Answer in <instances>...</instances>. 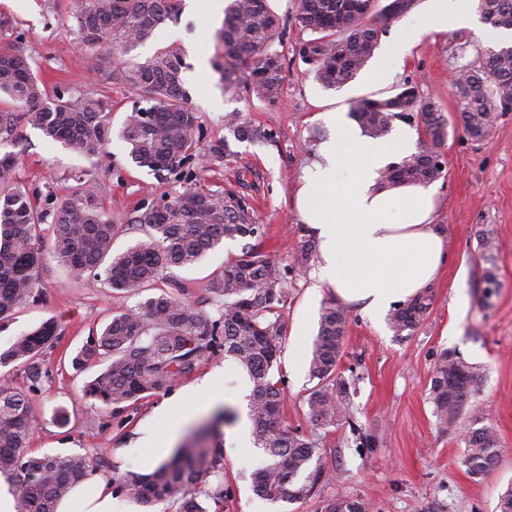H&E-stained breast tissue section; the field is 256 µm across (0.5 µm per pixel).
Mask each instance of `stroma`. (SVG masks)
Returning a JSON list of instances; mask_svg holds the SVG:
<instances>
[{
  "label": "stroma",
  "instance_id": "stroma-1",
  "mask_svg": "<svg viewBox=\"0 0 512 512\" xmlns=\"http://www.w3.org/2000/svg\"><path fill=\"white\" fill-rule=\"evenodd\" d=\"M431 8V0H420L411 13L392 22L368 65L342 88L324 89L305 73L303 64L290 61L282 101L276 105L223 93L212 67L222 20L207 18V0H197V19L178 15L132 53L135 61L142 62L164 47L183 50L194 45L207 67L200 73L188 70L185 82L189 101L208 135L223 136L224 115L232 111L275 134L274 142L268 144L232 143L234 157L200 172L199 179L215 189L236 183L240 170L251 171L250 192L259 201L264 226L260 246L273 263L289 270L281 308L287 332L273 368L286 394L283 423L314 435L334 467V477L306 501H266L251 487L252 472L265 462L262 451L228 438L224 477L232 498L224 512H320L322 500L334 495L362 500L371 512H495L499 495L512 484V112L497 114L486 139H474L465 132L453 81L460 65L475 60L478 39L469 30H429ZM0 18L8 21L0 30V44L22 39L32 68L46 88L102 90L73 31L57 24L50 0H0ZM403 26H419L425 33L403 63L393 67L392 78L374 84V71L388 64L385 46ZM407 80L419 83L448 120L442 149L445 169L435 182L436 222L447 240L448 258L432 285L431 313L413 335L395 336L388 323H373L350 310L337 366L347 383L349 412L324 426L314 421L308 406L313 386L309 365L321 307L333 294L315 287V263L302 267L293 263L302 222L292 200L300 170L311 156L304 142L313 131L324 130L321 113L351 111L358 100L388 95ZM201 86L223 98V111H214L208 99L198 95ZM16 137L19 185L42 195L62 196L70 192L74 176L97 181L103 187L101 204L123 225L114 241L115 251L140 238L138 226L130 219L167 184L136 167L123 141L112 138L104 155L85 159L26 124L18 126ZM487 236L494 241L490 251L482 246ZM241 247V241L225 240L195 267L174 271V279L183 283L197 309L215 314L217 296L210 290L211 280L225 259L239 254ZM490 273L495 276L491 284L486 281ZM159 289L155 283L123 293L109 288L100 277L72 281L49 259L39 271L31 299L0 320V351L44 320L56 323V333L43 350L49 376L34 392L38 415L30 446L35 453L85 456L91 464L90 480L104 481L117 472H150L176 446L169 433L184 437L216 411L226 414V427L239 422L247 408V376L235 361L221 355L205 360L194 374L172 387L171 393L181 401L167 412L161 409L166 400L162 394L116 414L84 399V382L104 365L91 363L80 370L73 366V357L112 315ZM446 351L480 365L484 372L471 404L495 427L502 451L495 467L481 478L471 477L460 462L465 420L445 429L437 423L431 383ZM216 370L224 374L223 399L213 408L211 392L199 389L198 383ZM62 408L70 415L64 426L57 420ZM147 434L155 440L153 447L139 443Z\"/></svg>",
  "mask_w": 512,
  "mask_h": 512
}]
</instances>
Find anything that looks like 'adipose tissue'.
<instances>
[{
	"label": "adipose tissue",
	"mask_w": 512,
	"mask_h": 512,
	"mask_svg": "<svg viewBox=\"0 0 512 512\" xmlns=\"http://www.w3.org/2000/svg\"><path fill=\"white\" fill-rule=\"evenodd\" d=\"M431 27L470 29L485 41L503 36L479 25L469 0H433ZM323 120L329 135L301 171L296 212L317 243L316 281L378 320L427 288L446 261L447 242L433 222L436 191L376 188L387 166L416 152L414 130L399 124L390 140L378 141L343 113H324Z\"/></svg>",
	"instance_id": "1"
}]
</instances>
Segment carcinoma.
Returning a JSON list of instances; mask_svg holds the SVG:
<instances>
[{
  "instance_id": "obj_1",
  "label": "carcinoma",
  "mask_w": 512,
  "mask_h": 512,
  "mask_svg": "<svg viewBox=\"0 0 512 512\" xmlns=\"http://www.w3.org/2000/svg\"><path fill=\"white\" fill-rule=\"evenodd\" d=\"M180 0H59L54 18L72 29L79 47L95 62L96 79L136 92L119 132L128 156L139 168L179 189L163 194L135 211L130 222L143 237L121 253L113 242L122 225L98 204L101 185L76 177L75 190L63 197H40L16 179L18 153L0 154V320L27 302L43 264L36 244L52 229L51 256L69 277L81 279L104 272L115 290L129 291L160 280L165 272L199 263L226 239L245 241L241 254L228 258L211 289L219 297L218 316L195 310L183 298L181 282L171 279L161 290L134 307L112 316L100 336L75 356L77 365L105 361L107 366L83 388L86 400L114 412L169 390L193 374L206 359L222 354L246 372L251 390L249 416L254 441L266 463L251 474L254 490L270 502H300L332 478V469L318 440L282 425L284 389L272 375L286 335L280 305L285 275L258 246L262 235L245 179L237 186L204 189L198 179L199 156L205 167L233 154L230 140L271 142L272 131L242 121L239 113L224 115L227 134L203 143L200 117L188 104L186 63L175 50H161L137 62L131 51L162 24L174 19ZM299 0L294 22L309 37L291 45L292 58L305 66L326 89H337L363 70L390 22L413 10L418 0ZM481 18L490 26L512 30V0H478ZM288 22L270 9L268 0H228L224 24L217 33L224 92L245 89L275 104L282 99L286 53L282 49ZM478 61L459 67L455 94L462 107L465 130L482 138L495 112H512V47L476 48ZM0 94L12 100L0 110V141L16 140L18 124L26 122L77 154L92 158L105 151L111 138V105L102 94L75 95L65 88L48 96L33 72L22 41L0 45ZM352 117L364 132L381 139L396 120L417 121L418 151L380 174L384 188L429 185L438 180L441 147L448 121L436 102L415 83L381 98H363ZM434 292L426 288L399 305L389 317L397 336L413 335L428 317ZM348 328L347 310L334 301L320 312L312 344L310 376L316 380L308 405L314 420L330 425L346 413V383L336 374ZM56 326L47 320L18 336L0 352V365L19 362L36 385L46 376L40 357ZM482 369L443 353L432 378V396L439 424L456 422L479 389ZM36 413L27 395L0 388V475L18 492L19 512H57L89 472L83 456L37 455L30 450ZM214 416L186 436L171 456L143 474L129 471L111 478L115 491L142 506L167 503L170 512H224L231 496L224 484L221 424ZM461 463L472 476H483L500 453L495 428L470 411ZM216 482H210V478ZM205 484L204 499L194 492ZM321 512H367L365 502L344 497L323 501Z\"/></svg>"
}]
</instances>
